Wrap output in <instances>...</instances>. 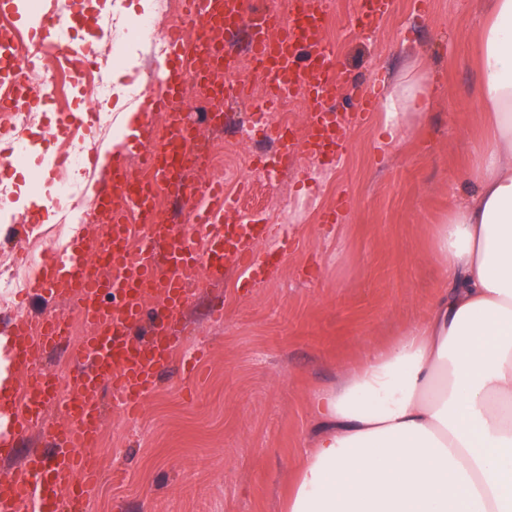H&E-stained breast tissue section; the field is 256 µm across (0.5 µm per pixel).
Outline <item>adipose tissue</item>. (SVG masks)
<instances>
[{
	"mask_svg": "<svg viewBox=\"0 0 512 512\" xmlns=\"http://www.w3.org/2000/svg\"><path fill=\"white\" fill-rule=\"evenodd\" d=\"M474 191L436 225L428 316L309 399L285 512H512V0H483ZM419 61L381 100L390 137L424 118Z\"/></svg>",
	"mask_w": 512,
	"mask_h": 512,
	"instance_id": "obj_1",
	"label": "adipose tissue"
}]
</instances>
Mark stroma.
Masks as SVG:
<instances>
[{"instance_id": "obj_1", "label": "stroma", "mask_w": 512, "mask_h": 512, "mask_svg": "<svg viewBox=\"0 0 512 512\" xmlns=\"http://www.w3.org/2000/svg\"><path fill=\"white\" fill-rule=\"evenodd\" d=\"M357 2L329 0L340 65L383 92L408 57H419L437 80L423 124L395 147L379 113L347 124L346 153L323 185L307 178L310 161L300 156L271 183H252L241 194L263 150L239 153L224 192L272 225L256 245L272 262L258 282L231 267L183 311L188 333L136 423L106 409L88 512H282L311 426L310 394L418 321L441 292L430 240L466 190L472 146L483 133L474 63L483 17L477 0H431L425 14L414 0H394L375 29L361 30L351 22ZM74 11L81 20L76 48L100 62L112 87L101 111L117 120L138 103L156 62L151 44L127 41L144 15L140 0H75ZM106 16L109 40L94 39ZM112 44L124 48L117 69L106 63ZM33 108L41 114L28 134L34 176L0 172L15 206L0 221V255L22 245L9 236L15 223L61 224L69 215L49 164L63 143L62 116L52 101ZM333 210L337 223H324Z\"/></svg>"}]
</instances>
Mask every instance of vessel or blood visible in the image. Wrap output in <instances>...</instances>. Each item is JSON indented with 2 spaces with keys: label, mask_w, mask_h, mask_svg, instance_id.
I'll return each mask as SVG.
<instances>
[{
  "label": "vessel or blood",
  "mask_w": 512,
  "mask_h": 512,
  "mask_svg": "<svg viewBox=\"0 0 512 512\" xmlns=\"http://www.w3.org/2000/svg\"><path fill=\"white\" fill-rule=\"evenodd\" d=\"M191 20L207 25L222 24L226 41L241 38L254 58L273 98L302 92L309 102L302 139L288 128H277V156L288 161L296 144H303L313 157L342 156L346 144L336 130L341 116L334 101L343 88H350L356 107L350 121L360 122L377 105L376 86L352 83L338 65L334 52L320 39L325 0H309L308 32L297 22L264 8L256 0H187ZM393 0H361L356 21L372 26L388 15ZM181 72L167 78L168 92L152 102L154 112L168 119V131L142 145L146 163L156 180L168 183L174 196L190 199L193 221L205 225L210 246L197 254L192 238L176 243L166 265H159L156 243L166 241L167 220L154 209L151 192L144 189L126 168L123 155H110L106 165L112 185L125 189L124 208L112 207L108 193L96 197L97 209L112 213V228L105 244L90 241L59 254L48 272L35 285L41 296L64 298L78 305L92 327L80 343L66 338L63 315L48 312L34 319L35 330L17 342L11 361L24 380L6 405L7 427L0 429V458L20 457L8 478L0 479V512H59L69 502L82 512L98 484L97 473L87 471L86 456L98 440L104 414L98 401L106 391L112 403L128 416H135L154 389L156 378L171 362L178 347L180 318L191 299L181 274L186 263L200 260L208 279L222 283L229 266L256 269L255 245L269 234L264 224L252 225L248 234H238L232 225L216 223L218 214L232 202L220 186L209 184L188 195L183 167L178 160L189 115L179 104ZM0 82L10 85V97L0 100L9 108L29 97V84L20 65L10 33L0 31ZM108 254L119 273L99 277L94 260ZM68 350L75 368L68 377L69 392L59 396L58 379L47 371L42 355ZM64 415L66 423L48 424L51 411ZM44 432L49 447L20 453L19 447L33 432Z\"/></svg>",
  "instance_id": "obj_1"
}]
</instances>
